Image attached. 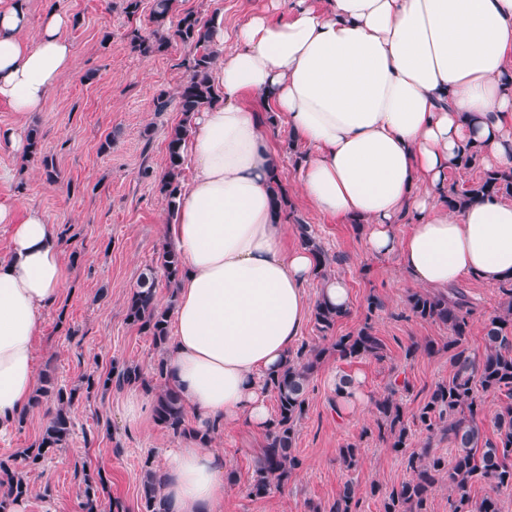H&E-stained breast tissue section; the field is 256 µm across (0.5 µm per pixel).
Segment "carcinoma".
<instances>
[{
  "mask_svg": "<svg viewBox=\"0 0 512 512\" xmlns=\"http://www.w3.org/2000/svg\"><path fill=\"white\" fill-rule=\"evenodd\" d=\"M122 2L123 13L130 24L127 39L133 50L144 56L160 53L174 38L194 51L189 74L176 92L181 120L167 133V166L158 183L169 216L173 217L181 194L184 148L191 122L194 115L208 109L217 96L212 82V72L219 58L213 32L215 17L205 18L192 11L181 13L178 0H152L151 30L144 33L137 24L143 0ZM26 138V159H39L47 180H55L56 167L53 159L43 153L39 129H29ZM486 196L512 198V168H486L471 183L448 184L444 204L448 211L459 212L471 201ZM300 229L302 243L316 255L315 277L324 280L328 257L307 225H300ZM182 267V259L174 246L164 242L157 251L156 268L141 274L126 303V321L150 336L159 351L154 371L164 385L152 384L136 364L114 363L105 376L87 378L86 390L106 393L113 388L138 386L153 395V413L159 425L175 437L191 439L208 448L216 425L205 429L189 425L185 404L167 376L165 354L175 296H170L165 306L158 304L155 270H160L169 287L174 289ZM499 291L502 302L485 327V351L480 357L465 345L473 308L464 289L415 291L407 296L406 305L412 317L440 324L448 330L443 349L448 351L453 372L434 386L417 413L410 417L397 398L399 389L395 383L390 385L387 394L375 401L373 432L380 441L405 457L411 473L409 480L389 491L375 483L370 485L371 495L381 498V512H429V495L445 479L450 488L448 512H502L500 495L512 491V278L500 282ZM343 316L345 312L324 301H315L314 322L323 334L334 331ZM329 351L350 362L363 357L381 361L386 357V345L374 334L368 318L357 332L333 337ZM329 351L303 343L291 353L284 368L267 380L276 400V414L253 470L250 494L262 496L273 485L287 486L301 468V459L293 451L296 429L305 413L309 382ZM487 393L505 397L495 412V430L491 437L483 436L478 426L484 412L483 396ZM79 396L77 388L59 387L48 376L41 379L29 409L20 413L14 423L23 426L29 410L45 402L52 403L53 409L46 412L44 432L38 441L20 451L11 463L0 460V512H13V505L31 494L22 469L41 467L48 454L64 446L71 430V409ZM412 422L427 433V442L423 448L409 452ZM437 434L454 444L452 455L432 448V438ZM83 483L81 506L84 512H97L98 485L103 483V477L95 479L87 474ZM478 483L490 489L480 499L472 495ZM357 504L355 489L347 483L328 510H322L319 504L309 509L310 512H354L353 506ZM140 506L141 512H170L162 493L161 475L148 460L140 489Z\"/></svg>",
  "mask_w": 512,
  "mask_h": 512,
  "instance_id": "obj_1",
  "label": "carcinoma"
}]
</instances>
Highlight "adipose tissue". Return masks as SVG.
<instances>
[{
	"mask_svg": "<svg viewBox=\"0 0 512 512\" xmlns=\"http://www.w3.org/2000/svg\"><path fill=\"white\" fill-rule=\"evenodd\" d=\"M292 0L250 16L213 70L217 97L186 142L191 175L167 227L183 262L169 381L200 426L273 423L264 383L284 366L310 315L315 257L288 247L272 207L275 126L307 153L305 197L359 222L366 250L393 255L416 286L512 278V201L440 198L458 155L512 167V0ZM68 17L44 13L26 41L24 0H0V106L41 111L74 66ZM413 224L403 236V213ZM11 227L0 258V431L34 393L40 317L67 270L55 228L36 207L0 205ZM172 512H220L224 455L189 442L162 477Z\"/></svg>",
	"mask_w": 512,
	"mask_h": 512,
	"instance_id": "adipose-tissue-1",
	"label": "adipose tissue"
}]
</instances>
